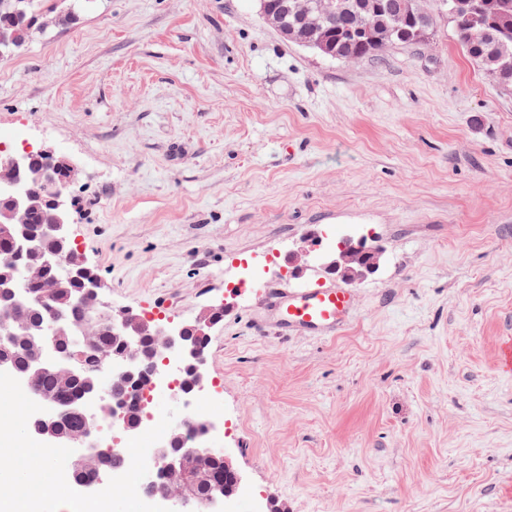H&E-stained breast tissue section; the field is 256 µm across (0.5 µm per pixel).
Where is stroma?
<instances>
[{"label":"stroma","instance_id":"35a3bbf8","mask_svg":"<svg viewBox=\"0 0 512 512\" xmlns=\"http://www.w3.org/2000/svg\"><path fill=\"white\" fill-rule=\"evenodd\" d=\"M74 8L0 57V143L79 169L73 246L114 309L208 331L210 439L245 481L223 512H512V87L446 15L346 63L259 0ZM378 237L344 283L289 255ZM343 287L333 336H281L259 296Z\"/></svg>","mask_w":512,"mask_h":512}]
</instances>
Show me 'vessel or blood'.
I'll return each mask as SVG.
<instances>
[{"label": "vessel or blood", "instance_id": "1", "mask_svg": "<svg viewBox=\"0 0 512 512\" xmlns=\"http://www.w3.org/2000/svg\"><path fill=\"white\" fill-rule=\"evenodd\" d=\"M271 307L279 331L330 335L350 316L354 299L340 288H306L277 297Z\"/></svg>", "mask_w": 512, "mask_h": 512}]
</instances>
